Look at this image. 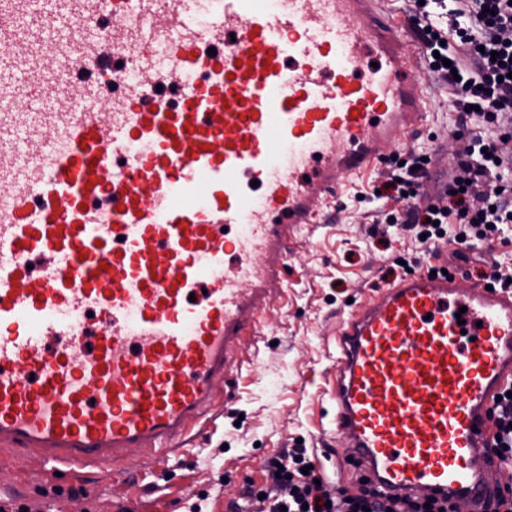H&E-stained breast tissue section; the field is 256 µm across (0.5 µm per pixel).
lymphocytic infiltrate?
<instances>
[{"mask_svg": "<svg viewBox=\"0 0 512 512\" xmlns=\"http://www.w3.org/2000/svg\"><path fill=\"white\" fill-rule=\"evenodd\" d=\"M412 11L430 71L456 92L452 108L465 134L437 192L425 188L421 153L391 164L379 189L398 207L381 221L416 243L482 242L512 222V129L502 122L512 112V0H417ZM314 460L305 447L280 449L264 462L263 482H248L229 512L256 501L259 512H448L379 496L362 475L357 491L347 493L320 480Z\"/></svg>", "mask_w": 512, "mask_h": 512, "instance_id": "f902f5d3", "label": "lymphocytic infiltrate"}]
</instances>
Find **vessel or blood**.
<instances>
[{
    "instance_id": "b4317fda",
    "label": "vessel or blood",
    "mask_w": 512,
    "mask_h": 512,
    "mask_svg": "<svg viewBox=\"0 0 512 512\" xmlns=\"http://www.w3.org/2000/svg\"><path fill=\"white\" fill-rule=\"evenodd\" d=\"M379 0H0V455L166 478L321 203L416 134ZM334 423L384 497L482 512L512 289L451 270L336 335Z\"/></svg>"
}]
</instances>
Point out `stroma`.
<instances>
[{
	"instance_id": "35a3bbf8",
	"label": "stroma",
	"mask_w": 512,
	"mask_h": 512,
	"mask_svg": "<svg viewBox=\"0 0 512 512\" xmlns=\"http://www.w3.org/2000/svg\"><path fill=\"white\" fill-rule=\"evenodd\" d=\"M420 75L428 122L399 151L432 154L434 179L427 184L432 190L451 165L442 146L456 119L455 91L428 70ZM385 170L379 164L349 181L318 223L303 226L288 261V295L263 317V343L245 347L232 402L188 449L163 489H154L151 476L138 471L84 494L82 478H54L33 466L17 472L0 468V497L21 500L32 512H189L194 503L203 512H226L245 479L261 480L268 456L300 440L313 448L320 473L340 477L341 487L356 492L353 473L336 470L348 443L336 433L332 401L336 331L353 303L405 276L399 259L413 251L421 272L442 261L473 278L512 270L510 230L504 238L471 247L418 250L411 240L375 224L378 212L395 207L394 201L373 196Z\"/></svg>"
}]
</instances>
